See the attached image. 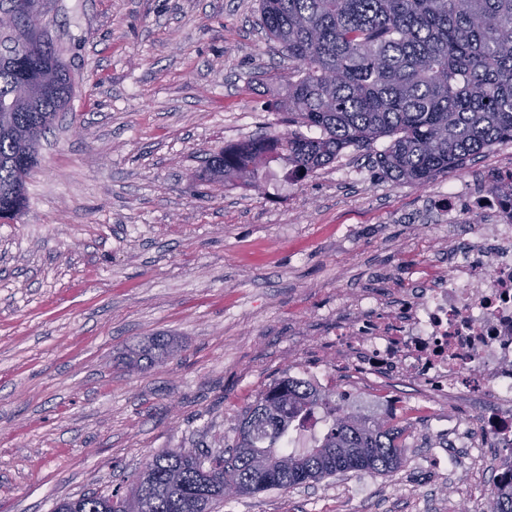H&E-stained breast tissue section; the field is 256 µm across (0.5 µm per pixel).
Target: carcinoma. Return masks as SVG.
<instances>
[{"mask_svg": "<svg viewBox=\"0 0 512 512\" xmlns=\"http://www.w3.org/2000/svg\"><path fill=\"white\" fill-rule=\"evenodd\" d=\"M266 35L288 57L287 93L277 104L288 131L259 135L206 157L198 180L263 188L282 161L308 175L350 147L389 144L382 171L422 185L491 146L512 142V0H260ZM34 52L11 37L0 66V222L27 204L32 167L20 136L46 134L73 93L71 77L45 36ZM316 131L307 135L302 129ZM179 349L155 338L129 365L154 364ZM323 412L320 435L288 449L298 421ZM411 424L362 416L334 393L283 378L242 415L234 445L216 454L164 450L132 475L129 489L60 501L55 512H217L224 501L288 490L355 471L389 473L402 462ZM490 512H512V487L494 488Z\"/></svg>", "mask_w": 512, "mask_h": 512, "instance_id": "cac0c4a2", "label": "carcinoma"}]
</instances>
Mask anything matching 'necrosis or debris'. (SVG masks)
Instances as JSON below:
<instances>
[{
  "mask_svg": "<svg viewBox=\"0 0 512 512\" xmlns=\"http://www.w3.org/2000/svg\"><path fill=\"white\" fill-rule=\"evenodd\" d=\"M489 223L448 250V271L422 277L403 296L380 300L367 293L336 323V369L351 384L349 407L362 404L366 379L399 378L432 401L460 398L472 415L441 420L436 432L449 447L489 460L492 481L512 484V191L482 195Z\"/></svg>",
  "mask_w": 512,
  "mask_h": 512,
  "instance_id": "1",
  "label": "necrosis or debris"
}]
</instances>
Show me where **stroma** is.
<instances>
[{"mask_svg": "<svg viewBox=\"0 0 512 512\" xmlns=\"http://www.w3.org/2000/svg\"><path fill=\"white\" fill-rule=\"evenodd\" d=\"M73 95L41 142L28 206L0 223V512H53L110 492L168 448L217 452L269 384L334 370L336 310L391 298L424 266H448L437 199L466 205L512 171L494 145L425 185H399L352 146L263 190L206 185V154L285 131L275 108L288 62L259 0H40ZM175 338L178 355L127 365L130 349ZM391 473L338 475L229 500L223 512H476L484 464L425 468L437 419L418 411Z\"/></svg>", "mask_w": 512, "mask_h": 512, "instance_id": "1", "label": "stroma"}]
</instances>
